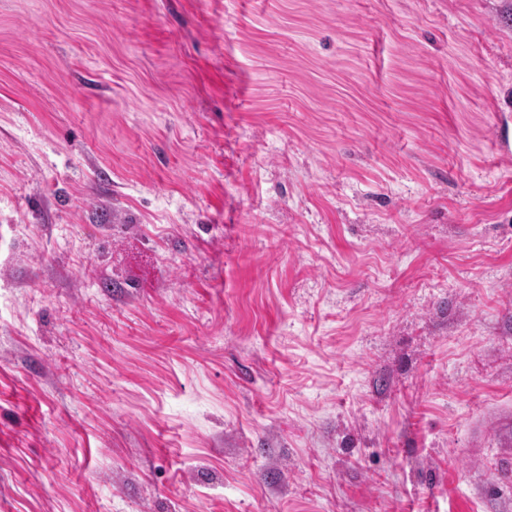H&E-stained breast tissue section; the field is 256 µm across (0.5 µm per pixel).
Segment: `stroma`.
Masks as SVG:
<instances>
[{
    "mask_svg": "<svg viewBox=\"0 0 512 512\" xmlns=\"http://www.w3.org/2000/svg\"><path fill=\"white\" fill-rule=\"evenodd\" d=\"M0 512H512V0H0Z\"/></svg>",
    "mask_w": 512,
    "mask_h": 512,
    "instance_id": "35a3bbf8",
    "label": "stroma"
}]
</instances>
